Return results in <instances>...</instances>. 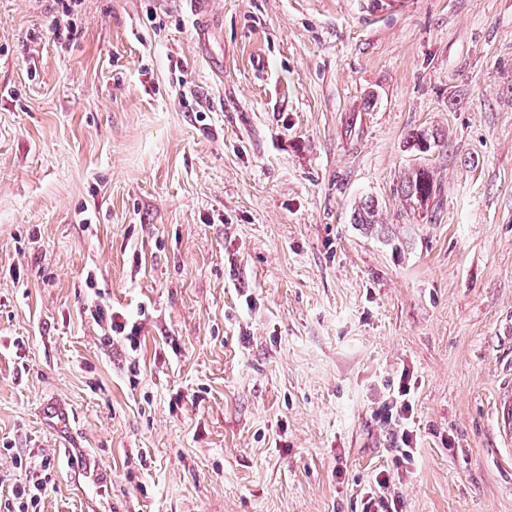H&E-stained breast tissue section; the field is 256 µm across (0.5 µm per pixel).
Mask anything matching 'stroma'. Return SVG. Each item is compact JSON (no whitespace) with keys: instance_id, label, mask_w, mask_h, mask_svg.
Returning <instances> with one entry per match:
<instances>
[{"instance_id":"stroma-1","label":"stroma","mask_w":512,"mask_h":512,"mask_svg":"<svg viewBox=\"0 0 512 512\" xmlns=\"http://www.w3.org/2000/svg\"><path fill=\"white\" fill-rule=\"evenodd\" d=\"M204 17L0 0V498L39 462L40 512H362L384 471L512 512V0ZM405 188L406 197L410 202L419 205V208L427 207L434 188L432 175L424 168L417 169L411 177L406 178ZM408 385L399 386L397 395H392V407L389 408L390 411L396 409V414L398 415L399 420L403 425L402 433H401V443L403 447L408 449H403L401 451L402 456L405 460H410L413 457V452L411 450V442L413 440L414 430H411L406 421L410 420L412 413L409 415L407 413L412 412V404L409 399H406V396L410 393V386ZM399 405V406H398ZM407 424V425H406Z\"/></svg>"}]
</instances>
